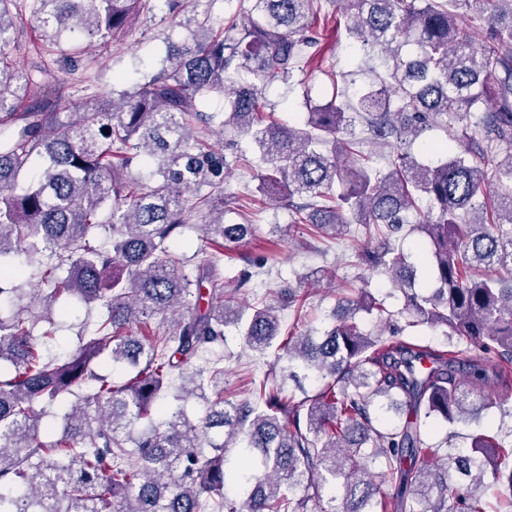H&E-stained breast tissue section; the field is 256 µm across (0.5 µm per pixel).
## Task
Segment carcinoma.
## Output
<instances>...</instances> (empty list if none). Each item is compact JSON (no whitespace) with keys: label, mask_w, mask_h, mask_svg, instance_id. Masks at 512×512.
Instances as JSON below:
<instances>
[{"label":"carcinoma","mask_w":512,"mask_h":512,"mask_svg":"<svg viewBox=\"0 0 512 512\" xmlns=\"http://www.w3.org/2000/svg\"><path fill=\"white\" fill-rule=\"evenodd\" d=\"M13 2L0 0V512H488L490 491L512 512V431L472 435L466 448L454 432L427 436L430 422L501 408L486 393L484 363L366 332L361 312L402 331L371 294L338 301L319 336L283 337L279 302L304 308L301 287L287 284L247 314L236 292L254 273L218 276L224 245L254 232L224 219L237 161L224 150L246 136L265 164L261 192L301 200L292 223L314 239L359 224V263L390 274L407 325L448 328L496 353L493 370L505 375L512 0H483L491 33L481 48L459 21L470 0H250L244 18L217 28L182 21L187 43L151 77L69 112L43 106L18 119L35 80L4 52ZM150 2L33 0V16L50 43L74 37L75 53L82 42H118ZM328 4L349 16L346 40L362 56L328 102L300 124H278L265 91L303 72L312 20ZM367 72L375 80L356 84ZM212 93L224 95V111L203 110ZM435 126L448 142L431 147L434 163L399 150L378 167L364 149L413 142ZM34 159L40 169L21 189ZM144 165L155 168L150 183L131 177ZM203 211L213 214L202 238L214 250L177 251L187 216ZM406 224L426 239L430 289L390 243ZM21 253L37 264V290L14 264ZM62 298L101 315L74 353L46 357L36 341L55 340V319L69 313L56 307ZM157 316L174 318V332H132ZM230 324L252 348L276 347L279 366L239 401L224 397V356L214 354ZM101 356L131 369L127 382L95 373ZM288 380L302 398L286 392ZM174 388L201 399L203 415L166 406ZM63 394L74 400L47 441L35 405Z\"/></svg>","instance_id":"1"}]
</instances>
